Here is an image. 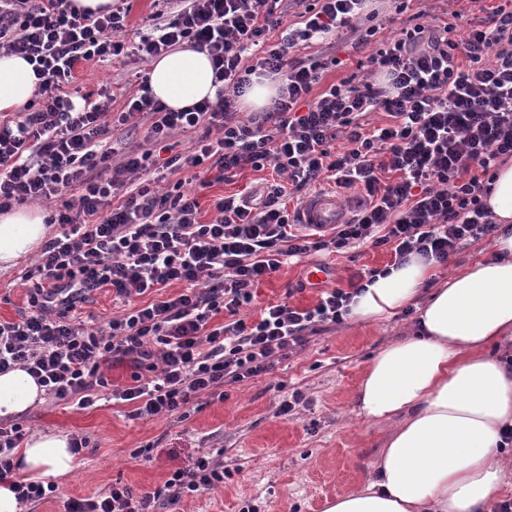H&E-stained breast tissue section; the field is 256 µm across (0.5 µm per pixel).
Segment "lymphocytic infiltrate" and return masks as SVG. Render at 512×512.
<instances>
[{
  "instance_id": "1",
  "label": "lymphocytic infiltrate",
  "mask_w": 512,
  "mask_h": 512,
  "mask_svg": "<svg viewBox=\"0 0 512 512\" xmlns=\"http://www.w3.org/2000/svg\"><path fill=\"white\" fill-rule=\"evenodd\" d=\"M164 0L149 33L127 43V9L81 10L70 0H0V54L25 59L39 81L21 112L0 113V212L49 206L59 230L45 240L30 282V312L0 320V373L25 369L46 395L93 405L102 365L117 358L163 367L151 380L112 392L133 415L185 418L192 399L220 397L225 385L268 370L271 358L303 345L317 324H340L376 270L349 288L323 291L301 308L284 302L246 310L258 286L288 259L352 245L392 246L395 265L410 257L444 265L500 227L486 199L512 159V0L466 31L442 19L382 34L369 0ZM346 35L368 56L376 81L326 82L327 62L312 40ZM187 42L207 52L215 99L183 110L155 100L148 86L113 112V94L74 102L77 64L125 63L165 55ZM263 55L247 59L251 47ZM276 77L268 107L243 113L253 77ZM388 124L366 131L368 114ZM147 125L143 148L122 151L113 135L131 118ZM190 136L175 151L173 133ZM342 151H334L337 139ZM271 166L278 183L219 198L203 221L199 195L228 176ZM332 185L350 215L324 229L289 215L285 196ZM182 292L146 304L140 296L172 285ZM112 289L127 303L102 325L75 310ZM20 426L0 427V482L19 502H38L55 485L14 475ZM224 465L190 458L163 486L134 498L112 486L69 500L67 512H177L183 497L224 481Z\"/></svg>"
}]
</instances>
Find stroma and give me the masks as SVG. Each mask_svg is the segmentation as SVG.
<instances>
[{
  "instance_id": "35a3bbf8",
  "label": "stroma",
  "mask_w": 512,
  "mask_h": 512,
  "mask_svg": "<svg viewBox=\"0 0 512 512\" xmlns=\"http://www.w3.org/2000/svg\"><path fill=\"white\" fill-rule=\"evenodd\" d=\"M146 65L109 61L79 65L73 89L95 92L110 86L129 95L140 88ZM393 260L388 247L360 246L344 253L319 252L293 260L258 288L259 307L291 300L309 307L326 289L348 287L361 272ZM0 269V320L17 319L28 306L22 269ZM327 270L323 279L312 268ZM428 299L380 320L350 317L343 324L309 337L302 350L275 360L269 371L230 384L223 399H200L187 407L185 420L154 416L131 419L128 403L98 401L80 409L45 398L19 417L26 437L48 431L89 437L92 450L82 451L78 465L58 482L57 497L25 503L23 512H65L68 500L96 497L115 484L133 495L153 492L188 457L221 454L229 475L223 485L184 497L180 512H324L336 496L354 491L376 476L375 463L394 428L360 414L356 393L363 372L388 344L414 335L418 309ZM305 401L286 415L279 407L293 391Z\"/></svg>"
}]
</instances>
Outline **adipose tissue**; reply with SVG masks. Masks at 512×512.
Wrapping results in <instances>:
<instances>
[{
  "label": "adipose tissue",
  "instance_id": "1",
  "mask_svg": "<svg viewBox=\"0 0 512 512\" xmlns=\"http://www.w3.org/2000/svg\"><path fill=\"white\" fill-rule=\"evenodd\" d=\"M152 96L179 110L214 98L207 53L190 47L152 61ZM31 65L0 55V112H13L37 91ZM501 226L494 259L450 275L419 313L416 336L383 348L368 364L357 392L367 419L398 425L376 465L377 477L337 496L326 512H476L507 478L498 460L504 426H512V374L488 346L512 335V162L501 167L487 198ZM43 212L0 215V266L14 267L43 243ZM431 272L419 259L377 276L359 295L356 316L376 319L410 303ZM44 391L25 370L0 374V419L19 418ZM15 457L20 472L44 483L77 466L67 433L29 439Z\"/></svg>",
  "mask_w": 512,
  "mask_h": 512
}]
</instances>
